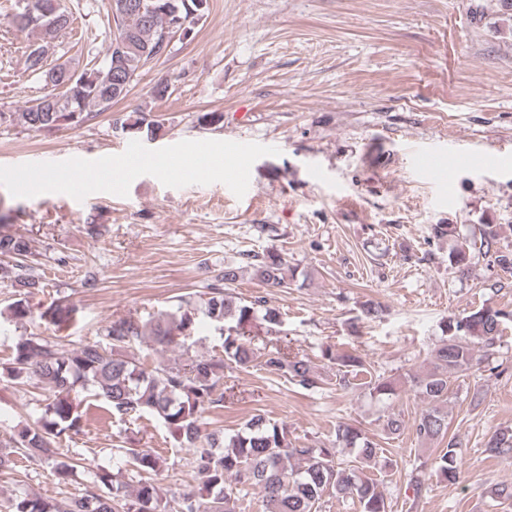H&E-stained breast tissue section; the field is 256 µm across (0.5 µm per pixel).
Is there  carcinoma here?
<instances>
[{
	"label": "carcinoma",
	"mask_w": 512,
	"mask_h": 512,
	"mask_svg": "<svg viewBox=\"0 0 512 512\" xmlns=\"http://www.w3.org/2000/svg\"><path fill=\"white\" fill-rule=\"evenodd\" d=\"M44 2L26 0L32 5L31 13L25 16L23 8H17L13 24L20 32L38 36L26 56L25 67L50 90L19 112L0 108V125L19 122L28 131L44 133L81 127L128 95L132 84L126 78L138 76L145 64L167 48L164 31L173 11L167 12L162 6L173 4L179 17L193 22L204 17L208 9V0H112V33L103 62L83 68L92 79L70 85V75L77 68L69 64L49 67L45 63L46 44L67 28L70 17L60 0H52L59 23L47 25L40 19ZM113 125L123 135L147 139L155 138L161 130L160 123L146 112L116 117ZM496 237V225H481L479 237L448 252L449 264L463 272L470 259L490 255L498 266L511 270L512 253L492 249ZM244 260V265L225 264L207 292L180 299L175 309L159 314L147 325L131 318L113 320L101 329L98 340L78 347L58 337L24 332L18 336L11 356L0 363L1 380L19 386L34 383L44 391V397L36 398L41 406L37 425L0 443V472L15 469L20 457L38 458L51 465L58 482H68L80 462L60 452L56 444L82 432L83 412L73 394L86 389L102 399L113 416L121 420L155 416L179 447L195 449L193 469L198 488H162L145 480L143 475L158 472L163 460L150 450L129 447L124 449V456L130 467L115 473L97 470L85 493L60 503L21 494L0 502V512H236L239 494L247 486L259 490L261 512H318L327 494L356 502L360 512H388L377 482L366 476L364 469L377 465L389 468L392 459L360 428L338 425L331 447H292L288 444V427L260 415L229 437L202 435L203 414L224 399L220 388L226 368L246 370L259 365L302 389L319 387L318 375L306 358L279 349L263 352L249 339V328L256 323L268 334L279 333V310L268 306L260 296L248 300L225 292L247 269L268 287H288L293 278L288 259L279 251L268 250L249 253ZM5 278L15 293L5 310L23 327L34 316L30 297L43 287L35 273L30 241L23 234L0 232V279ZM75 313V304L60 299L39 317L59 327ZM199 314L219 326L223 336L221 355L148 365L127 354L131 344L147 334L152 336L156 353L184 346ZM511 316L510 311L483 306L446 321V338L434 349L431 368L416 381L419 394L427 402L413 423L420 441L432 443L447 436L445 405L454 380L477 362V345H493L502 320ZM323 356L336 365L341 387L350 385V377L368 372L366 362L349 351L328 349ZM368 388L371 395L385 403L398 394V383L390 378L378 376L368 382ZM405 429L401 413L386 415L383 430L387 436H399ZM338 447L355 451L359 465H342L336 455ZM486 448L495 458H512V429L494 431ZM434 468L444 481L453 484L459 479L460 460L453 440L439 449ZM127 473L137 479L136 487L125 480Z\"/></svg>",
	"instance_id": "obj_1"
}]
</instances>
